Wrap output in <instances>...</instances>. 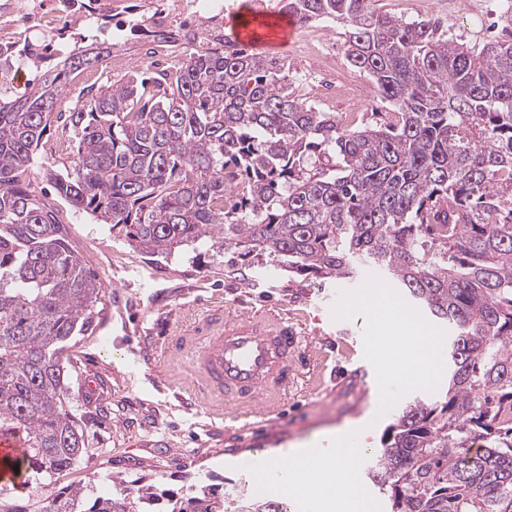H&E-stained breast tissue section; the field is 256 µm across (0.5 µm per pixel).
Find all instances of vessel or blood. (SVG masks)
<instances>
[{
	"mask_svg": "<svg viewBox=\"0 0 512 512\" xmlns=\"http://www.w3.org/2000/svg\"><path fill=\"white\" fill-rule=\"evenodd\" d=\"M199 376L198 393L225 405V425L275 412L305 365L301 332L271 309L206 310L173 350Z\"/></svg>",
	"mask_w": 512,
	"mask_h": 512,
	"instance_id": "vessel-or-blood-1",
	"label": "vessel or blood"
}]
</instances>
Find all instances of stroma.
<instances>
[{
  "label": "stroma",
  "instance_id": "obj_1",
  "mask_svg": "<svg viewBox=\"0 0 512 512\" xmlns=\"http://www.w3.org/2000/svg\"><path fill=\"white\" fill-rule=\"evenodd\" d=\"M377 7L406 19L438 17L450 36L472 44L501 36V0H378ZM366 97L360 108L341 99L322 103L339 119L371 121L390 111L372 81L358 74ZM31 178L60 210L62 230L87 269L103 286L93 322L71 339L65 353L69 398L85 451L68 470L27 486L9 487L0 512H40L47 496L88 485L95 494L123 482L152 486L153 512H168L173 500L193 495L200 484L223 485L225 493L252 494V471L274 448L305 444L334 453L332 431H347V445L360 448L354 468L361 488L360 512H383L367 468L389 426L407 405L444 397L447 376L431 386L398 387L386 376L392 356L412 337L401 328L377 335L375 325L348 302L373 293L385 277L364 269L349 281L315 285L266 264L191 250L152 257L129 246L109 225L73 210L51 195L40 167ZM243 310L279 308L301 324L311 365L270 422L226 427L217 404H195L191 371L175 361L168 342L190 329L204 306Z\"/></svg>",
  "mask_w": 512,
  "mask_h": 512
}]
</instances>
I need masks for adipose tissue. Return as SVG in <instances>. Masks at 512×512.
Listing matches in <instances>:
<instances>
[{"instance_id": "obj_1", "label": "adipose tissue", "mask_w": 512, "mask_h": 512, "mask_svg": "<svg viewBox=\"0 0 512 512\" xmlns=\"http://www.w3.org/2000/svg\"><path fill=\"white\" fill-rule=\"evenodd\" d=\"M395 322L407 328L413 335L424 337L425 348L421 358L426 369L419 373L408 372L404 357L399 354L389 366V374L405 379L413 385L433 383L434 373L441 362L438 342L427 336L422 325L408 320L407 317H397ZM356 454V449L348 448L336 457L326 459L307 448L275 449L265 456L261 467L254 470L252 476L255 483L262 484L265 483L267 474L283 471L288 476L289 487L301 492L309 491L313 485H320L328 512H334L338 499H346L352 495L349 475Z\"/></svg>"}]
</instances>
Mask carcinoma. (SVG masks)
I'll return each instance as SVG.
<instances>
[{"label": "carcinoma", "instance_id": "1", "mask_svg": "<svg viewBox=\"0 0 512 512\" xmlns=\"http://www.w3.org/2000/svg\"><path fill=\"white\" fill-rule=\"evenodd\" d=\"M376 0H282L299 24L347 28L349 64L393 112L355 128L302 94L286 64L224 34L169 66L84 87L103 66L78 46L20 96L0 98V434L36 476L83 453L64 351L102 293L70 248L59 210L26 174L53 123L72 129L73 170L41 162L78 212L150 255L230 250L324 283L364 267L454 331L443 399L390 426L368 478L388 512H512V30L470 46L440 21ZM136 484L62 491L43 512H142ZM167 512H288L270 498L202 485Z\"/></svg>", "mask_w": 512, "mask_h": 512}]
</instances>
